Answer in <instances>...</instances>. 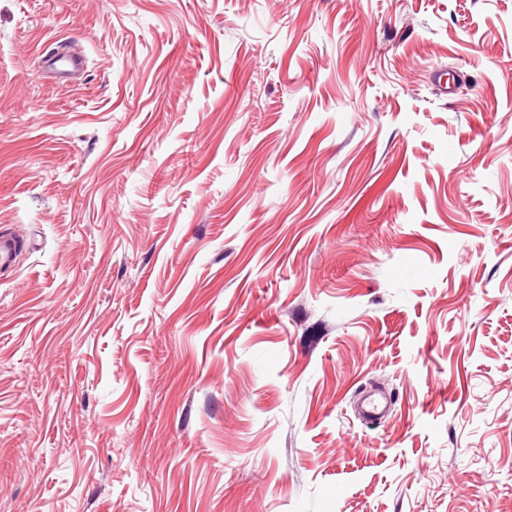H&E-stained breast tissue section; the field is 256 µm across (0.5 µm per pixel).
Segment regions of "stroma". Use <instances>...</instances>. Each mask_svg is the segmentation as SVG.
<instances>
[{
	"mask_svg": "<svg viewBox=\"0 0 512 512\" xmlns=\"http://www.w3.org/2000/svg\"><path fill=\"white\" fill-rule=\"evenodd\" d=\"M2 233L0 512H512V0H0Z\"/></svg>",
	"mask_w": 512,
	"mask_h": 512,
	"instance_id": "stroma-1",
	"label": "stroma"
}]
</instances>
